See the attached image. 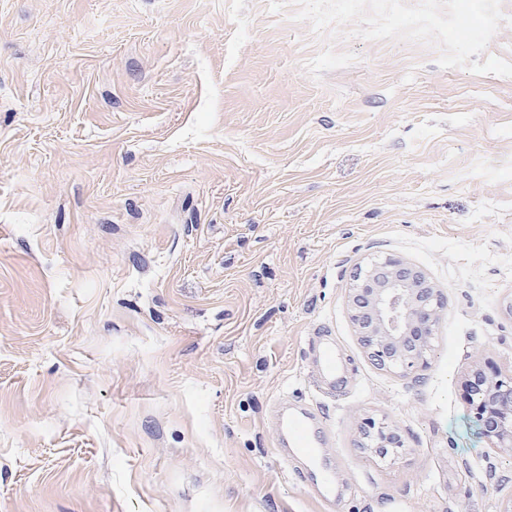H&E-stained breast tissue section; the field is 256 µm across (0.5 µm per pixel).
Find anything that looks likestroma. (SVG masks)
<instances>
[{
  "label": "stroma",
  "mask_w": 512,
  "mask_h": 512,
  "mask_svg": "<svg viewBox=\"0 0 512 512\" xmlns=\"http://www.w3.org/2000/svg\"><path fill=\"white\" fill-rule=\"evenodd\" d=\"M270 0H0V512H500L465 402L512 375V78ZM426 269V368L375 367L356 266ZM352 359L338 399L303 361ZM317 400L335 510L274 448ZM396 423L370 455L357 426ZM307 361L316 372L323 393H336L342 385L345 369L340 345L335 336H318L308 351ZM271 416L277 430L275 448H282L288 461V448L296 447L304 435L317 430L315 414L309 404L299 405L282 398L275 403ZM359 447L378 457L386 456L389 451L398 454L404 447L400 429L391 422L377 423L372 418L364 419L360 426Z\"/></svg>",
  "instance_id": "obj_1"
}]
</instances>
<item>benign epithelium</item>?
Listing matches in <instances>:
<instances>
[{
	"label": "benign epithelium",
	"mask_w": 512,
	"mask_h": 512,
	"mask_svg": "<svg viewBox=\"0 0 512 512\" xmlns=\"http://www.w3.org/2000/svg\"><path fill=\"white\" fill-rule=\"evenodd\" d=\"M346 306L355 336L376 365L407 370L428 364L445 300L423 268L395 257L361 267L351 276ZM466 386L483 434L512 451V377H492L478 367ZM359 447L383 457L404 442L397 425L366 418Z\"/></svg>",
	"instance_id": "1"
}]
</instances>
